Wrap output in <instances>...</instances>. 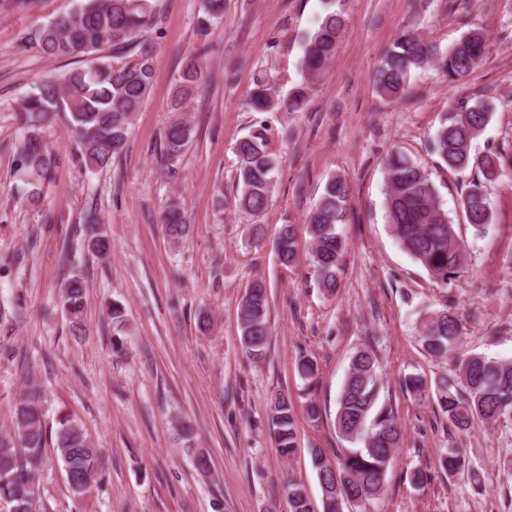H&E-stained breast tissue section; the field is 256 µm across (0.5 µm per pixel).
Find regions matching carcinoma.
Listing matches in <instances>:
<instances>
[{
	"label": "carcinoma",
	"instance_id": "1",
	"mask_svg": "<svg viewBox=\"0 0 512 512\" xmlns=\"http://www.w3.org/2000/svg\"><path fill=\"white\" fill-rule=\"evenodd\" d=\"M323 14L314 30L302 37V65L310 77L332 59L344 28L343 15L334 9L336 0H321ZM204 15L198 27L208 30L224 14V0H203ZM155 26L151 0H82L71 12L26 32L21 40L48 57H84L86 66L60 76H46L17 104L22 134L14 148V172L22 185L15 196L31 209L40 207L45 183L60 163L57 149L45 131L62 114L69 121L70 157L85 171L95 173L112 164L125 148L137 112L150 95L156 46L148 36ZM489 42L481 29H473L441 52L416 32H403L386 52L376 71L377 90L386 96L401 94L415 70L435 62L440 74L454 81L474 71L488 52ZM207 79L200 59L194 56L176 78L171 111L175 117L166 128L158 166L169 177L193 138L184 118L196 89ZM250 111L261 115L235 147L238 159L237 209L256 216L270 204L277 161L268 151L274 129L265 114L274 111L272 88L257 81L247 100ZM494 108L485 101L458 102L431 140L430 149L448 169L477 170L461 197L466 223L475 233L493 224L491 193L503 178H512V151L490 150L471 155V143L490 122ZM349 187L339 176L331 177L305 220L310 238L309 265L320 291L329 296L338 286L337 271L346 241L338 231L344 223ZM385 199L391 233L402 249L420 263L442 286L455 280L467 262V248L454 231L448 213L438 203L435 186L420 166L401 152L385 162ZM162 223L169 238L181 242L189 231L181 207L173 203ZM85 248L105 260L112 240L99 215L90 210L84 227ZM275 250L281 265L292 267L300 260L298 227L282 224L276 232ZM63 271L61 298L74 330L86 298V282L73 266L71 255L60 258ZM241 344L253 360L267 351L270 322L267 284L252 282L240 305ZM419 338L426 353L454 360V377L441 378L429 387L419 375L403 378L406 390L416 396L430 392L448 420V428L470 433L479 425L512 417V361L460 352L461 325L451 307L427 311L420 318ZM382 383L377 359L370 347L352 356L338 397L336 431L351 444L335 462L321 448L310 449L323 494L324 512H341L342 504L366 507L384 494L385 475L400 448L403 425L392 407L379 403ZM43 394L39 385L25 386L15 405L13 433L0 436V501L13 512H34L35 476L43 465L42 449H57L68 487L80 496L100 479L101 456L82 426L68 415L49 430L44 421ZM271 421L279 456H296L299 442L292 400L277 395L271 401ZM441 469L454 474L465 468L460 448H450L439 459ZM285 491L290 512H313L305 488L292 480Z\"/></svg>",
	"mask_w": 512,
	"mask_h": 512
}]
</instances>
